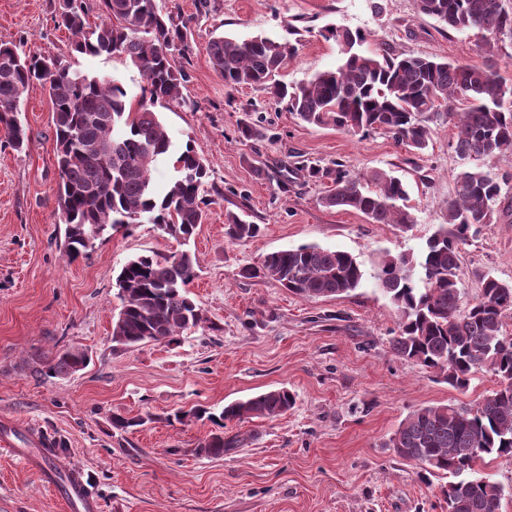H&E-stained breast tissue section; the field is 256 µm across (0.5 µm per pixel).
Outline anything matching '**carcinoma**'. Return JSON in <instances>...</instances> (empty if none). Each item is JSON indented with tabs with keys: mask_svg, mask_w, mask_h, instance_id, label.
I'll return each instance as SVG.
<instances>
[{
	"mask_svg": "<svg viewBox=\"0 0 512 512\" xmlns=\"http://www.w3.org/2000/svg\"><path fill=\"white\" fill-rule=\"evenodd\" d=\"M98 20L90 21V0H62L54 23L71 36V50L87 57L120 56L143 79L137 106L121 81L72 67L58 58V68L43 67L44 55L20 56L0 43V129L8 146L28 141L19 120L25 94L39 90L52 104L55 128L57 214L66 225V254L77 255L116 226L147 222L161 233L188 241L204 223L210 201L203 195L209 177L204 159L187 144L173 154L156 105L181 106L188 75L174 52L186 50V25L161 13L155 0H96ZM417 11L448 27L478 29L487 39L484 53L494 55L502 37L512 39V11L502 0H416ZM324 37L339 47L341 62L317 73L306 85L290 87L275 79L296 52L288 41L265 37L234 41L211 39L207 54L224 87H256L304 122L353 133L376 132L422 153L441 117L453 124L452 147L475 162L455 177L448 220L430 236L419 256L387 254L377 279L398 313L390 341L392 352L436 372L450 387L465 391L476 374L489 371L497 387L469 407L455 404L412 410L386 447L431 474L453 477L442 488L448 512H501L504 488L488 478H473L486 456L512 458V283L479 273L480 292L460 306V246L503 213L502 184L482 168L487 160L512 159V85L493 65L441 61L432 55L368 50L365 34L330 27ZM175 156V176L165 185L153 180L158 162ZM309 176L331 181L328 207L352 209L374 224L412 230L409 192L391 171L369 178L346 170L309 167ZM260 225L227 215L232 241L255 237ZM196 256L140 255L117 276L121 308L112 323V341L135 346L171 342L201 321L188 297L197 276ZM244 276L263 277L308 299L341 296L358 288L364 273L350 253L300 246L265 255ZM88 362L84 350L66 347L42 362L38 373L65 376ZM294 397L286 388L224 406L219 414L200 409L217 427L200 446L219 458L241 448L246 439L224 436L233 421L273 419L288 412Z\"/></svg>",
	"mask_w": 512,
	"mask_h": 512,
	"instance_id": "carcinoma-1",
	"label": "carcinoma"
}]
</instances>
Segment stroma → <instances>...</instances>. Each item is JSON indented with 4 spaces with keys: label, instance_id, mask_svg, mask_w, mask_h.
<instances>
[{
    "label": "stroma",
    "instance_id": "35a3bbf8",
    "mask_svg": "<svg viewBox=\"0 0 512 512\" xmlns=\"http://www.w3.org/2000/svg\"><path fill=\"white\" fill-rule=\"evenodd\" d=\"M188 23V50L176 64L188 74L183 107L160 108L174 150L192 145L206 160L211 200L205 224L188 244L154 225L119 228L92 250L67 256L64 225L54 223L55 132L48 95L21 104L28 143L0 142V422L14 424L16 447L27 427L63 445L66 474L83 473L100 512H447L442 475L395 456L385 443L413 409L472 405L497 380L479 373L467 391L430 369L397 357L389 340L397 311L376 275L385 254H419L446 220L454 178L469 163L450 147L452 126L437 122L421 154L391 138L302 122L259 88H225L206 53L218 34L238 41L262 35L296 42L278 78L307 83L341 56L323 31L366 34L370 50L434 55L483 64L481 31L459 32L419 14L415 0H156ZM58 0H0V42L25 53L67 57L74 68L119 78L141 94L138 70L119 56L71 55L67 31L55 29ZM512 84V41L490 59ZM251 123L261 138L242 141ZM343 165L353 174L394 171L407 185L417 222L403 233L361 213L329 208L330 181L311 166ZM260 226L244 242L224 234L228 214ZM316 245L351 253L364 277L347 295L306 299L241 271L271 252ZM195 254L189 293L202 321L170 343L125 347L112 340L120 301L116 277L138 255ZM512 283V217L485 227L461 248V301L479 292L477 272ZM66 346L90 362L76 374L42 377L44 357ZM285 387L295 404L273 420L228 423L246 446L219 459L199 454L212 425L190 417ZM186 412L184 422L172 413ZM144 415L132 431L113 414ZM0 512H66L58 495L10 452L0 450Z\"/></svg>",
    "mask_w": 512,
    "mask_h": 512
}]
</instances>
